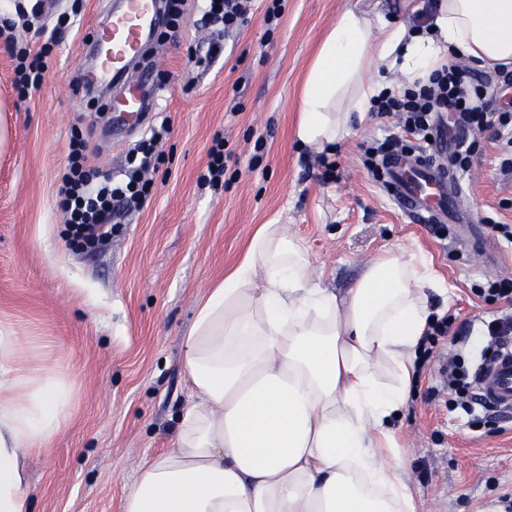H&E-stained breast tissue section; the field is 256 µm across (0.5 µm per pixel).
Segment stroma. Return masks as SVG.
Segmentation results:
<instances>
[{
    "label": "stroma",
    "mask_w": 512,
    "mask_h": 512,
    "mask_svg": "<svg viewBox=\"0 0 512 512\" xmlns=\"http://www.w3.org/2000/svg\"><path fill=\"white\" fill-rule=\"evenodd\" d=\"M0 4L16 10V45L34 52L42 26L79 10L28 96H19L16 61L0 41V123L9 130L0 150V322L14 326L28 352L62 368L75 391L63 431L29 460L31 512H122L141 463L172 447L180 415L195 400L181 360L198 302L238 263L256 228L273 221L304 241L314 274L340 294L390 246L427 257L448 288L428 291L430 307L473 332L465 348L447 340L433 348L393 421L402 476L417 493L418 512H498L500 496L512 494V421L476 428L449 410L447 393L430 403L423 396L448 357L462 354L471 365L481 358V322L499 306L475 287L512 279V244L491 230L512 225V170L502 166L512 131L470 134L469 162L455 174L474 223L456 225L445 239L404 217L365 164L367 148L395 131L394 119L370 115L337 143L328 183L315 153L295 139L300 91L325 31L349 8L410 20L405 0H282L272 31L264 22L272 0H256L248 23L225 36L223 54L205 68L189 60L208 49L204 4L187 0L178 41L152 40L132 66L152 70L160 83L155 109L145 125L121 130L106 108L111 93L73 83L87 66L92 24L115 13L117 0ZM164 120L171 132L148 173L152 196L122 213L97 251L70 243L56 194L73 135L86 144L88 167L118 176ZM218 138L234 162L215 186L202 176ZM259 139L263 157L254 166Z\"/></svg>",
    "instance_id": "35a3bbf8"
}]
</instances>
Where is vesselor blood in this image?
<instances>
[{
	"label": "vessel or blood",
	"mask_w": 512,
	"mask_h": 512,
	"mask_svg": "<svg viewBox=\"0 0 512 512\" xmlns=\"http://www.w3.org/2000/svg\"><path fill=\"white\" fill-rule=\"evenodd\" d=\"M160 22L156 0H127L122 13L95 23L92 36L95 41L104 43L107 51L95 65L78 74V85L87 89L118 79L141 53L146 30L156 28ZM152 106V100L141 96L138 88L132 87L114 102L113 109L142 120ZM447 153L448 140L440 136L424 152L411 156L396 154L384 160L383 168L393 188L392 198L412 221L468 223L461 188L442 161ZM477 388L487 403L512 411V348L503 349L484 365Z\"/></svg>",
	"instance_id": "1"
}]
</instances>
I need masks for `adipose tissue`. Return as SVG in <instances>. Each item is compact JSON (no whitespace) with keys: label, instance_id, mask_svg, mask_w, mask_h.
I'll return each instance as SVG.
<instances>
[{"label":"adipose tissue","instance_id":"obj_1","mask_svg":"<svg viewBox=\"0 0 512 512\" xmlns=\"http://www.w3.org/2000/svg\"><path fill=\"white\" fill-rule=\"evenodd\" d=\"M432 23L425 33L381 12L340 13L301 90L300 147L331 150L363 126L390 74L426 83L449 52L512 69V0H437ZM433 283L423 255L397 245L340 295L314 281L285 225H259L198 304L182 358L196 401L123 512H417L392 420L411 393ZM22 356L0 323V512H30L26 460L74 403L56 367Z\"/></svg>","mask_w":512,"mask_h":512}]
</instances>
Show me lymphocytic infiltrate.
I'll use <instances>...</instances> for the list:
<instances>
[{
  "instance_id": "1",
  "label": "lymphocytic infiltrate",
  "mask_w": 512,
  "mask_h": 512,
  "mask_svg": "<svg viewBox=\"0 0 512 512\" xmlns=\"http://www.w3.org/2000/svg\"><path fill=\"white\" fill-rule=\"evenodd\" d=\"M252 0H205L203 15L212 28V39L207 56L197 57V65L207 63L208 56L219 54L223 49L225 32L243 26L248 21ZM68 22L58 19L50 31L45 49L36 53L18 51L17 89L20 93L38 88L47 73L45 57L48 46L58 41V34ZM506 99L512 95V74L490 75L457 63L435 70L426 84L415 85L403 93L384 95L376 103L377 111L395 115L399 134H387L378 145L366 151L367 165L373 172H380L381 157L407 151L405 135L430 142L437 131L442 113L454 115L453 126L469 130L507 127L512 124V113L491 107L490 96ZM167 125L153 128L129 159V168L123 179L115 181L110 176H99L92 181L86 178L81 166L84 146L71 142L68 164L58 189V206L66 214L67 232L87 247L105 245L112 237V219L118 207H138L150 197L153 185L145 174L159 161L155 146L168 134ZM479 296L510 305V312L501 314L485 324L486 354H493L512 342V280L489 282L478 291ZM443 385L450 392L455 408L467 415H475L478 402L473 391L474 374L461 358L448 361L440 370Z\"/></svg>"
}]
</instances>
